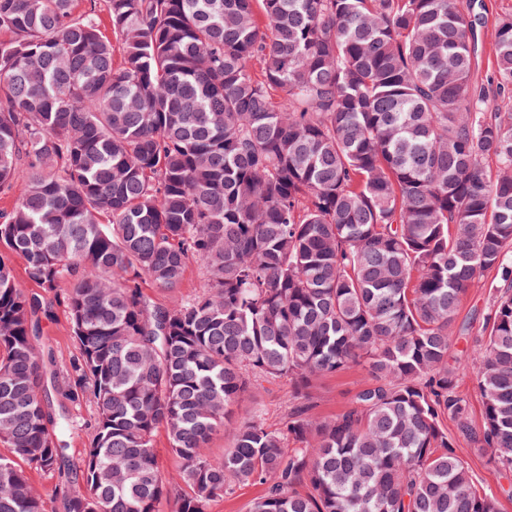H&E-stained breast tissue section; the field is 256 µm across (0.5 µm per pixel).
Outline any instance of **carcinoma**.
<instances>
[{"instance_id": "obj_1", "label": "carcinoma", "mask_w": 512, "mask_h": 512, "mask_svg": "<svg viewBox=\"0 0 512 512\" xmlns=\"http://www.w3.org/2000/svg\"><path fill=\"white\" fill-rule=\"evenodd\" d=\"M74 0H0V512H49L28 469L65 478L66 512H498L444 419L512 472V113L472 80L463 0H104L115 40ZM512 90V17L493 32ZM495 161L489 177L485 162ZM78 356L33 339L42 296ZM206 284L173 305L143 289ZM494 272L495 279L485 275ZM489 306L468 357L479 428L448 366L465 294ZM370 377L328 419L314 380ZM286 379L281 426L234 408ZM164 430L180 483L153 451ZM224 455L201 453L218 432ZM37 291L46 297V302L51 308V316L41 318L40 334L33 343L38 354L52 352L57 361V368L65 373L69 362L78 355V348L71 336L70 320L67 309L63 304L55 301L52 294ZM69 407L70 413L73 414L74 418L84 424L82 430H78L67 437L65 454L71 461L76 462L83 456L85 448H87L91 431L89 427L90 423L93 422V407L88 401L78 405H70ZM260 492L256 486H241L233 496L213 502L210 512H247L249 504Z\"/></svg>"}]
</instances>
